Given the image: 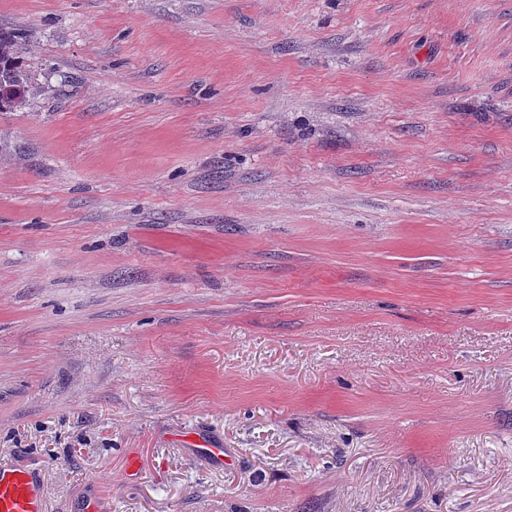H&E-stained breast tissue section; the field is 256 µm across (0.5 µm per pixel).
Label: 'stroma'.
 I'll use <instances>...</instances> for the list:
<instances>
[{"label":"stroma","mask_w":512,"mask_h":512,"mask_svg":"<svg viewBox=\"0 0 512 512\" xmlns=\"http://www.w3.org/2000/svg\"><path fill=\"white\" fill-rule=\"evenodd\" d=\"M0 23V464L45 512H512V0ZM22 35L17 28L0 25V112H15L28 102L31 74L25 65Z\"/></svg>","instance_id":"obj_1"}]
</instances>
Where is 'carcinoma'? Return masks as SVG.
<instances>
[{
	"label": "carcinoma",
	"instance_id": "carcinoma-1",
	"mask_svg": "<svg viewBox=\"0 0 512 512\" xmlns=\"http://www.w3.org/2000/svg\"><path fill=\"white\" fill-rule=\"evenodd\" d=\"M22 35L0 25V112H15L28 102L31 74L22 55Z\"/></svg>",
	"mask_w": 512,
	"mask_h": 512
}]
</instances>
